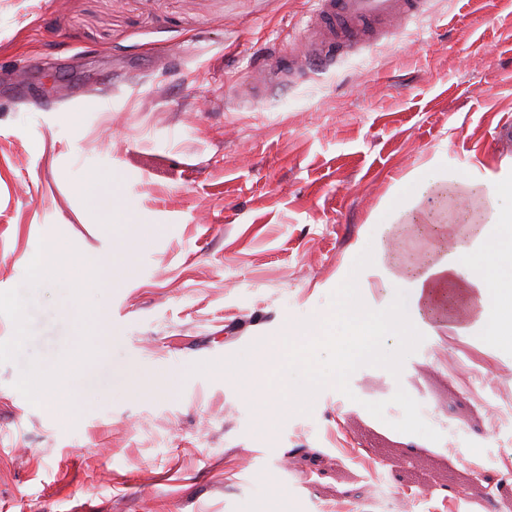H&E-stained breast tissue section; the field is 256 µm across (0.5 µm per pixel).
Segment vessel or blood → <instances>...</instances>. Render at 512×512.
Returning a JSON list of instances; mask_svg holds the SVG:
<instances>
[{"label": "vessel or blood", "mask_w": 512, "mask_h": 512, "mask_svg": "<svg viewBox=\"0 0 512 512\" xmlns=\"http://www.w3.org/2000/svg\"><path fill=\"white\" fill-rule=\"evenodd\" d=\"M304 32L307 51L334 64L375 45L401 23L423 14L427 0H313Z\"/></svg>", "instance_id": "1"}]
</instances>
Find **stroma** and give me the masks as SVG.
Instances as JSON below:
<instances>
[{"mask_svg":"<svg viewBox=\"0 0 512 512\" xmlns=\"http://www.w3.org/2000/svg\"><path fill=\"white\" fill-rule=\"evenodd\" d=\"M311 8L0 0V512H256L272 487L288 512H365L375 489L396 512H512V340L476 323L428 318L400 376L362 367L352 396L324 388L264 436L248 397L191 371L327 317L368 243L380 273L356 293L394 303L427 253L416 213L437 214L443 254L488 247L512 213L483 187L512 174V0H429L329 67L304 54ZM262 47L305 78L256 97ZM90 165L142 224L133 244L72 193ZM54 244L65 265L31 283ZM107 256L131 274L73 277ZM52 368L74 387L63 419L18 384ZM400 388L441 441L392 429Z\"/></svg>","mask_w":512,"mask_h":512,"instance_id":"1","label":"stroma"}]
</instances>
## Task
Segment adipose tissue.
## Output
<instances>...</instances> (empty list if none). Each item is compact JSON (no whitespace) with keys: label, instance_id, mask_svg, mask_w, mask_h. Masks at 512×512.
Wrapping results in <instances>:
<instances>
[{"label":"adipose tissue","instance_id":"obj_1","mask_svg":"<svg viewBox=\"0 0 512 512\" xmlns=\"http://www.w3.org/2000/svg\"><path fill=\"white\" fill-rule=\"evenodd\" d=\"M464 265L483 269V277L462 278ZM428 309L445 318L479 319L483 335L492 339L512 330V230L499 234L491 253L463 248L457 257L438 259L412 282L407 298L394 308L368 307L348 298L338 311L345 332L336 359L337 377H344L358 357L376 353L385 337L410 338L413 320ZM19 384L49 412L57 414L71 405V383L58 370L21 377Z\"/></svg>","mask_w":512,"mask_h":512}]
</instances>
